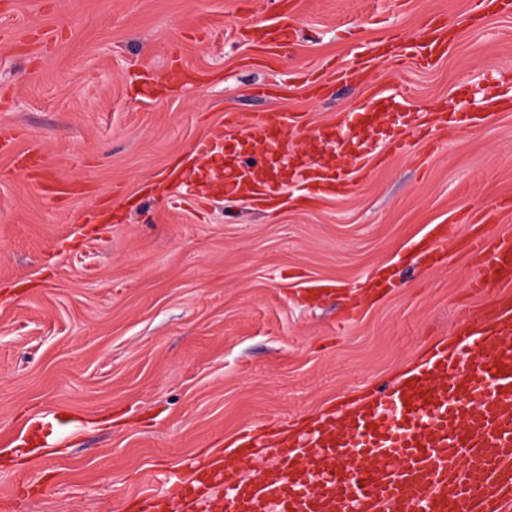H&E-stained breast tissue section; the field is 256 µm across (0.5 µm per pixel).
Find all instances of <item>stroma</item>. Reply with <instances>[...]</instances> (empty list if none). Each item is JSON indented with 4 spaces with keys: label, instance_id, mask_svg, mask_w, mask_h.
<instances>
[{
    "label": "stroma",
    "instance_id": "stroma-1",
    "mask_svg": "<svg viewBox=\"0 0 512 512\" xmlns=\"http://www.w3.org/2000/svg\"><path fill=\"white\" fill-rule=\"evenodd\" d=\"M471 0H299L295 39L259 58L268 0H0V494L14 512H124L156 473L245 428L284 431L395 382L486 297L473 259H412L432 225L512 231V10ZM440 17L460 31L431 68L377 59L403 113L447 101L425 166L394 155L340 196L180 206L167 169L226 110L297 120V140L349 118L367 85L311 91L297 72L373 42L409 47ZM498 98L508 109L487 113ZM484 121L466 123V116ZM39 143L25 173L16 152ZM393 264L388 295L342 322L335 297ZM69 415L42 446L31 422Z\"/></svg>",
    "mask_w": 512,
    "mask_h": 512
}]
</instances>
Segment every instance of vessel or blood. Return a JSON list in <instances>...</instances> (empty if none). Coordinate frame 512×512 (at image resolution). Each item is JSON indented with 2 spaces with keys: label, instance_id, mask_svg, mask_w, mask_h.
I'll use <instances>...</instances> for the list:
<instances>
[{
  "label": "vessel or blood",
  "instance_id": "obj_1",
  "mask_svg": "<svg viewBox=\"0 0 512 512\" xmlns=\"http://www.w3.org/2000/svg\"><path fill=\"white\" fill-rule=\"evenodd\" d=\"M274 19L257 24L255 36L271 58L294 37L285 24L292 0H271ZM448 46V27L435 19L416 46L421 65H432ZM388 98L373 89L358 107L355 124L329 125L337 157L353 156L349 178L321 161L293 160L284 123L272 113L228 111L199 142L202 158L224 151V191L258 197L298 181L307 190L340 194L361 182L375 151H353ZM414 136L391 131V153L412 156L429 131L417 117ZM477 261L469 288L493 300L482 317L469 320L452 346L434 347L398 383L336 415L299 427L275 443V463L259 468L253 430L234 447L217 449L189 480L165 479L163 492L147 488L137 512H194L211 488L224 490L219 512H512V234L469 235ZM420 259L438 264L448 250V227L436 225L413 245Z\"/></svg>",
  "mask_w": 512,
  "mask_h": 512
}]
</instances>
